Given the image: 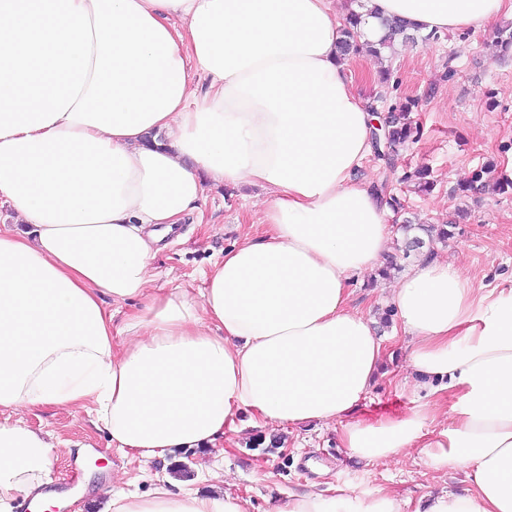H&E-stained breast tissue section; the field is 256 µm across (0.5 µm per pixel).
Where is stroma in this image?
<instances>
[{
  "mask_svg": "<svg viewBox=\"0 0 512 512\" xmlns=\"http://www.w3.org/2000/svg\"><path fill=\"white\" fill-rule=\"evenodd\" d=\"M494 32H441L397 46L387 64V81L361 79L360 92L373 110L417 100L411 119L420 128L413 143L397 153L372 154L363 175L399 205L388 218L393 239H400L405 220L416 224L447 225L448 237L430 247L459 268L474 286L512 288V191L483 194L461 186L487 163L496 168L512 161V51L500 53ZM431 171L434 188H417L415 172ZM199 215L187 217L178 235L155 261L152 286L161 291L182 287L197 292L212 259L258 224L253 203L243 201L241 190L207 192ZM384 278L365 274L354 279L351 304L372 321H380L388 306ZM386 354L383 375L359 413L366 419L398 416L412 407L413 395L401 391L408 336L384 326ZM23 422L99 454V469L83 473L77 454L60 456L51 473L50 487L70 493L76 508L63 512H103L112 486L147 493L151 485L141 477L150 467L157 479L171 477L175 464L187 465L183 485L208 491L215 465H223L230 480L223 490L249 499L251 512H269L274 498L317 490L332 494L335 487L385 489L408 503L425 492L465 489L462 473L442 474L427 464L423 449L415 448L396 461L365 462L349 458L339 440L340 423H312L282 431L280 453L257 459L248 445L257 431L246 428L227 433L222 451L183 448L163 459L142 463L121 453L102 426L86 409H33L17 414L0 410V423ZM119 483H111V474Z\"/></svg>",
  "mask_w": 512,
  "mask_h": 512,
  "instance_id": "stroma-1",
  "label": "stroma"
}]
</instances>
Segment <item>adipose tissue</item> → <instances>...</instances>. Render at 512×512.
<instances>
[{
    "instance_id": "ef3b65f1",
    "label": "adipose tissue",
    "mask_w": 512,
    "mask_h": 512,
    "mask_svg": "<svg viewBox=\"0 0 512 512\" xmlns=\"http://www.w3.org/2000/svg\"><path fill=\"white\" fill-rule=\"evenodd\" d=\"M422 33L486 30L512 0H364ZM336 0H0V409L94 404L123 453L215 449L236 420L275 433L342 422L351 457L428 449L462 493L415 512H512V289L436 256L387 288L412 338L410 413L357 411L384 340L350 282L390 250L391 210L358 177L377 118L337 43ZM262 190V232L198 294L150 290L153 261L207 190ZM132 304L123 350L105 302ZM454 396L447 426L441 394ZM47 434L0 423V512H53ZM397 494L291 493L274 512H403ZM106 512H250L223 491L115 490Z\"/></svg>"
}]
</instances>
